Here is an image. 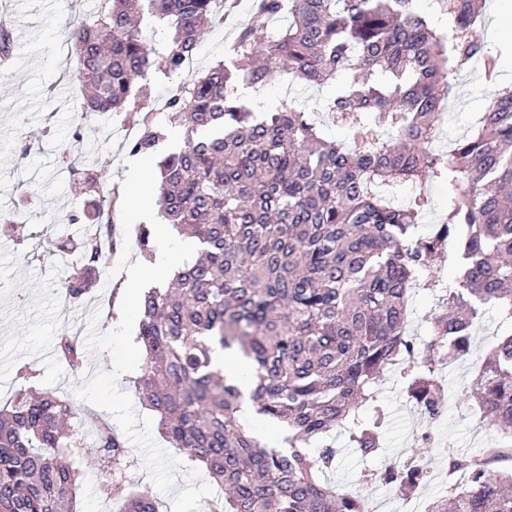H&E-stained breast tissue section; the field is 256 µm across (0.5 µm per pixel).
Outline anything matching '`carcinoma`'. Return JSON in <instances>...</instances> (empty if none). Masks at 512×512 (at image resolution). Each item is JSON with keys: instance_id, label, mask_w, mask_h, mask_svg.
<instances>
[{"instance_id": "carcinoma-1", "label": "carcinoma", "mask_w": 512, "mask_h": 512, "mask_svg": "<svg viewBox=\"0 0 512 512\" xmlns=\"http://www.w3.org/2000/svg\"><path fill=\"white\" fill-rule=\"evenodd\" d=\"M216 0H99L95 14L68 33L78 59L84 117L125 112L140 126L130 152L149 155L163 139L149 120L148 73L173 75L196 55L206 28L220 21ZM452 27L443 37L415 0H260L224 61L179 83L167 99L184 145L158 162L159 215L199 246L164 288L141 302L135 393L158 417V430L190 467L203 469L224 498L209 512H368V499L328 482L344 435L363 457L380 450L386 410L371 395L397 367L408 397L440 417L435 392L444 343L469 352L486 308H495L498 340L464 387L485 425L512 449V91L496 94L476 129L448 154L426 144L450 84L472 61H495L471 30L485 0H447ZM166 21L161 60L140 29L144 11ZM288 25L270 39L257 32L277 15ZM305 84H332L325 112L348 126L344 142L320 136L308 113L245 104L239 84L263 83L277 70ZM84 193L103 178L78 157L62 161ZM448 177L446 217L414 237L427 203L426 183ZM401 182L416 190L395 206L373 190ZM87 239L56 236L46 252L79 255L63 280L65 301L80 305L112 242L106 222ZM153 256L154 231L138 228ZM458 270L442 296L425 346L405 330L411 286L439 288V263ZM227 351L250 363L254 412L282 424L286 446L270 448L243 424V394L215 368ZM55 354L74 378L85 361L77 336L56 338ZM78 405L33 385L0 406V512H74L73 492L89 455L106 471L123 512H158L132 494L128 450L104 423L88 443ZM464 480L448 486L432 512H512V454L443 449ZM420 468L386 466L362 482L414 487Z\"/></svg>"}]
</instances>
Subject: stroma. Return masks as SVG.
I'll list each match as a JSON object with an SVG mask.
<instances>
[{"label":"stroma","mask_w":512,"mask_h":512,"mask_svg":"<svg viewBox=\"0 0 512 512\" xmlns=\"http://www.w3.org/2000/svg\"><path fill=\"white\" fill-rule=\"evenodd\" d=\"M251 0H235L231 15L223 23L207 29L195 57V70L201 71L224 57V45L237 29L247 23ZM10 28L14 55L10 68L0 72V404L20 389L23 380L18 370L27 366L37 371V385L59 396L73 394L75 380L54 352V342L63 331L80 335L87 332V317L100 309L99 331L114 329L120 321L118 303L112 300V282H126L127 273H113V261H106L100 281L85 302L67 309L61 280L76 260L72 257H34L29 253V235H60L74 213L93 214L90 197L60 172L64 156L79 154L84 164L100 170L103 186L120 188L131 153L124 139L106 138L98 121L79 119L83 93L76 79L77 58L66 39L72 24L88 19L98 0H12ZM498 0H488L472 35L492 50L498 60V77L485 80L480 62L474 61L450 77L451 90L440 114L437 151H447L450 143L470 135L480 112L500 91L512 89V22L498 17ZM149 83L159 107L155 122L164 138L157 146L159 154L179 148L184 139L183 126L171 123L163 105L175 89L176 80L163 71L149 73ZM254 91L264 107L281 101L309 112L325 137L344 141L347 128L330 123L323 110L333 86H306L293 82L278 71ZM34 170L39 181L34 194H26L16 185L17 168ZM25 223V235H17L15 224ZM497 315L487 312L474 334L470 360L458 362L446 371L449 393L447 417L436 427L437 437L451 441L460 449L483 447L489 429L475 430L474 415L463 394L474 361L483 358L494 346ZM376 388L386 407L388 424L381 429L379 456L366 462L344 437H337L340 455L330 478L341 488L359 489L371 499L388 494L387 486L359 484L366 468L380 469L398 456L422 457L439 469L444 459L437 449L428 447L423 428L410 411V401L392 373L379 378ZM83 482L76 492V512H118L120 505L109 494L102 476L103 468L94 458L82 461Z\"/></svg>","instance_id":"stroma-1"}]
</instances>
